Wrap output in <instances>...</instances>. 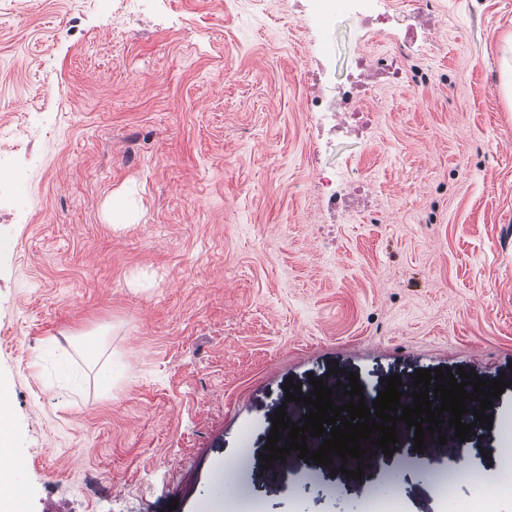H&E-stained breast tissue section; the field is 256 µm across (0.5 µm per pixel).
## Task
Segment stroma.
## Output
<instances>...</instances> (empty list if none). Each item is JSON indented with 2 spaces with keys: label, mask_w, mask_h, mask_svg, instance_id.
I'll use <instances>...</instances> for the list:
<instances>
[{
  "label": "stroma",
  "mask_w": 512,
  "mask_h": 512,
  "mask_svg": "<svg viewBox=\"0 0 512 512\" xmlns=\"http://www.w3.org/2000/svg\"><path fill=\"white\" fill-rule=\"evenodd\" d=\"M428 28L407 55L402 28L343 43L297 0H0V384L26 512H473L491 486L512 512V0H433ZM355 49L406 77L338 148L306 75ZM329 155L364 207L322 205ZM436 368L507 381L463 442L480 482L417 474L451 466V431L359 480L262 461L286 385L354 373L375 396Z\"/></svg>",
  "instance_id": "stroma-1"
}]
</instances>
